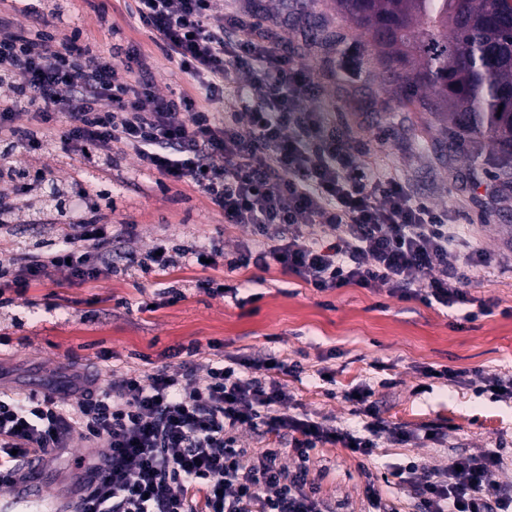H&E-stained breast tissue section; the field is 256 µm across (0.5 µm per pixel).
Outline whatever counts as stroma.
I'll use <instances>...</instances> for the list:
<instances>
[{
	"instance_id": "35a3bbf8",
	"label": "stroma",
	"mask_w": 512,
	"mask_h": 512,
	"mask_svg": "<svg viewBox=\"0 0 512 512\" xmlns=\"http://www.w3.org/2000/svg\"><path fill=\"white\" fill-rule=\"evenodd\" d=\"M118 27L100 31L86 0H72L83 17L84 39L101 52L113 44L136 43L160 90L191 91L188 77L170 63L156 38L128 17L131 0H104ZM224 10L268 24L276 17L274 43L296 54L320 89L315 101L329 124L347 129L366 163L405 181L415 195L447 210L466 225L492 264L472 275L470 294L491 307L468 321L463 310L390 295L387 287L340 288L320 293L278 266L229 270L176 264L163 273L119 271L112 278L78 283L56 274L29 288L0 313V386L23 390L49 381L60 369H86L100 387L130 371L162 365H199L212 344L227 354L272 353L301 367L286 377L288 409L328 418L330 424L362 432L364 415L343 399L346 391L369 385L388 424L417 431L437 427L438 441L384 444L369 458L342 445L327 444L311 454L308 478L321 497L340 512H369L367 483H375L391 512H418L412 489L397 470L416 463L445 470L458 458L501 449L504 464L493 481L512 488V404L477 394L473 387L423 377L426 368L512 379V193L493 177L495 159L470 172L463 156H449L445 126L435 113L399 101L383 89L381 68L371 49L336 12L334 0H224ZM314 13L333 32L331 48L316 44L305 19ZM101 183L120 186L106 212L113 224H133L125 249L148 251L156 242L192 245L223 232L224 249L235 252L250 236L228 224L223 213L191 185H156V175L139 171L133 156L117 159ZM211 277L238 295L213 297L198 288ZM182 292L166 303L164 289ZM196 354H187V347ZM84 449H67L45 466L37 488L45 505L70 500L76 462Z\"/></svg>"
}]
</instances>
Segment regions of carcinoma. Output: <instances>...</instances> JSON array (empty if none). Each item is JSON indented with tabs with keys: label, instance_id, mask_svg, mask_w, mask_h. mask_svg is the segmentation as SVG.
Returning a JSON list of instances; mask_svg holds the SVG:
<instances>
[{
	"label": "carcinoma",
	"instance_id": "cac0c4a2",
	"mask_svg": "<svg viewBox=\"0 0 512 512\" xmlns=\"http://www.w3.org/2000/svg\"><path fill=\"white\" fill-rule=\"evenodd\" d=\"M386 62L385 88L446 112L453 150L477 140L500 153L512 188V0H336Z\"/></svg>",
	"mask_w": 512,
	"mask_h": 512
}]
</instances>
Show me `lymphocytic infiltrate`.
<instances>
[{"label": "lymphocytic infiltrate", "mask_w": 512, "mask_h": 512, "mask_svg": "<svg viewBox=\"0 0 512 512\" xmlns=\"http://www.w3.org/2000/svg\"><path fill=\"white\" fill-rule=\"evenodd\" d=\"M63 2L0 0V234L36 224L51 240L47 249L0 253L1 309L58 272L74 282L117 272L112 241L135 227L113 229L88 184L127 155L140 170L193 185L252 238L229 259L219 236L187 249L159 243L126 254V268L160 273L204 258L214 268L275 264L320 292L383 284L402 300L471 303V274L489 262L464 225L363 164L348 131L308 108L319 90L305 70L252 38L244 17L224 14L218 0H134V20L195 88L163 93L139 48L96 51ZM228 92L241 109L225 115ZM51 156L72 161L67 177ZM53 187L65 212L43 204ZM265 366L274 372L268 381L251 376ZM299 371L270 354L219 355L201 382L194 370L163 366L102 388L66 369L28 394L1 391L0 487L23 492L29 461L49 462L79 443L88 454L72 512H334L308 480L318 446L369 457L383 442L438 436L386 424L365 386L344 397L368 417L366 436L290 414L283 379ZM244 427L286 438L296 471L280 449L242 448ZM500 463L495 450L445 471L411 463L405 480L422 512H512V493L490 480Z\"/></svg>", "instance_id": "lymphocytic-infiltrate-1"}]
</instances>
